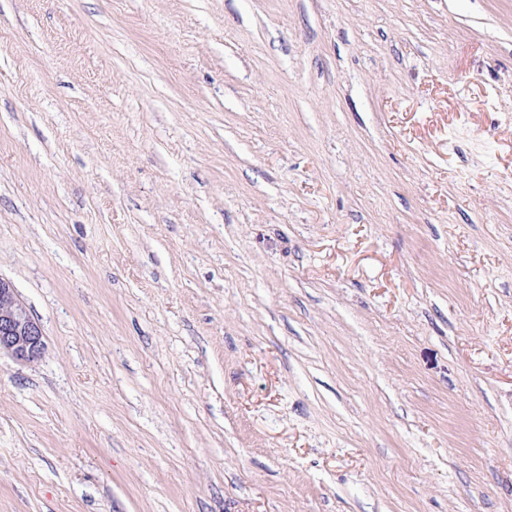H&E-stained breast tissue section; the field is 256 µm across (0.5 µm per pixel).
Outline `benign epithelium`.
<instances>
[{"label": "benign epithelium", "instance_id": "benign-epithelium-1", "mask_svg": "<svg viewBox=\"0 0 512 512\" xmlns=\"http://www.w3.org/2000/svg\"><path fill=\"white\" fill-rule=\"evenodd\" d=\"M45 351L42 326L19 299L11 281L0 277V355L20 364L38 361Z\"/></svg>", "mask_w": 512, "mask_h": 512}]
</instances>
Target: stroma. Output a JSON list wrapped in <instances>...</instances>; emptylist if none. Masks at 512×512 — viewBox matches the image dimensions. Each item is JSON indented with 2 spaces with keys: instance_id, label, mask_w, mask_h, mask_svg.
<instances>
[{
  "instance_id": "obj_1",
  "label": "stroma",
  "mask_w": 512,
  "mask_h": 512,
  "mask_svg": "<svg viewBox=\"0 0 512 512\" xmlns=\"http://www.w3.org/2000/svg\"><path fill=\"white\" fill-rule=\"evenodd\" d=\"M0 512H512V0H0ZM45 351L42 326L19 299L11 281L0 277V356L20 364L38 361Z\"/></svg>"
}]
</instances>
